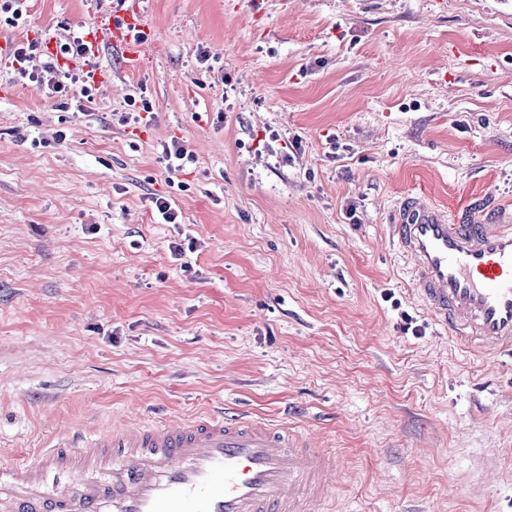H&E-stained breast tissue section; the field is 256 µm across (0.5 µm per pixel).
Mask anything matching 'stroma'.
Returning a JSON list of instances; mask_svg holds the SVG:
<instances>
[{
  "label": "stroma",
  "mask_w": 512,
  "mask_h": 512,
  "mask_svg": "<svg viewBox=\"0 0 512 512\" xmlns=\"http://www.w3.org/2000/svg\"><path fill=\"white\" fill-rule=\"evenodd\" d=\"M111 2L29 0L0 36ZM142 5L146 67L102 51L92 100L0 61V452L227 404L336 454L320 512H512V366L433 323L388 229L409 193L512 206V0ZM159 161L169 174L182 173L187 164L195 161L194 152L183 141L173 138L170 141L161 144Z\"/></svg>",
  "instance_id": "stroma-1"
}]
</instances>
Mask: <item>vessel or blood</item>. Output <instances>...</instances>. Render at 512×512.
<instances>
[{
  "label": "vessel or blood",
  "instance_id": "vessel-or-blood-1",
  "mask_svg": "<svg viewBox=\"0 0 512 512\" xmlns=\"http://www.w3.org/2000/svg\"><path fill=\"white\" fill-rule=\"evenodd\" d=\"M154 39L141 0H114L89 37L131 71ZM390 229L433 322L466 351L512 359V210L453 216L409 194ZM339 465L301 434L218 408L61 438L38 464H0V512H318Z\"/></svg>",
  "mask_w": 512,
  "mask_h": 512
}]
</instances>
